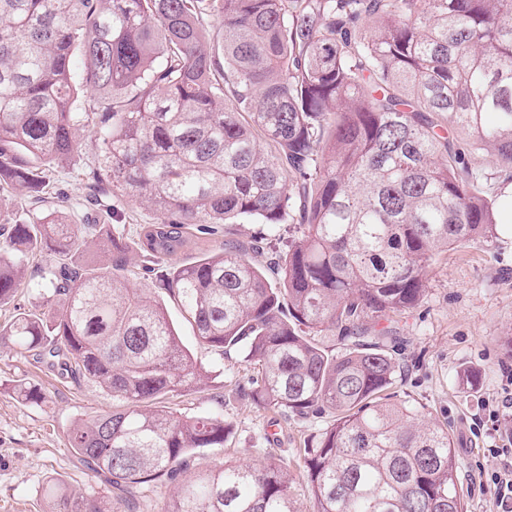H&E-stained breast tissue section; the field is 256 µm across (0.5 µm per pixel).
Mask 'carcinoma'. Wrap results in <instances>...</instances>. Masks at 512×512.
Returning <instances> with one entry per match:
<instances>
[{
    "label": "carcinoma",
    "instance_id": "carcinoma-1",
    "mask_svg": "<svg viewBox=\"0 0 512 512\" xmlns=\"http://www.w3.org/2000/svg\"><path fill=\"white\" fill-rule=\"evenodd\" d=\"M87 137L101 154L86 176L155 222L130 236L35 209L1 224L0 304L33 287L56 311L14 314L0 343L112 396L69 428L89 470L129 495L174 485L164 512H294L285 459L189 471L229 442L223 415L143 408L210 372L167 295L199 343L258 369L241 389L258 407L332 416L300 452L316 512H464L448 431L383 400L396 365L365 334L419 305L439 254L497 234L512 0H0V186L45 202L46 166ZM227 224L299 235L266 267L260 245L227 238L154 288L131 283L128 255L159 265ZM100 228L109 263L79 267ZM43 253L55 263L33 285ZM336 329L339 356L315 343ZM43 496L51 512H112L57 479Z\"/></svg>",
    "mask_w": 512,
    "mask_h": 512
}]
</instances>
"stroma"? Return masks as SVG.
Segmentation results:
<instances>
[{"mask_svg":"<svg viewBox=\"0 0 512 512\" xmlns=\"http://www.w3.org/2000/svg\"><path fill=\"white\" fill-rule=\"evenodd\" d=\"M98 154L97 144L88 139L78 156L53 166L49 194L55 208L81 218L89 195L84 173ZM166 307L185 345L215 370L196 388L168 396L165 406L187 416L220 411L234 427L227 447L201 450L193 468L227 461L258 467L276 453L294 463L291 491L298 512H314L296 451L326 428L328 417L287 419L235 394V386L256 378V369L239 355L225 358L199 347L181 305L170 299ZM371 333L400 367L389 389L393 401L424 407L447 427L467 512H493L479 475L498 467L493 451L502 445L488 415L512 372V355L502 345L512 336V239L497 237L441 254L428 272L419 306L373 324ZM466 370L477 376L470 389L460 379ZM22 383L41 388L45 402L21 401L16 388ZM111 409V397L92 383L58 373L34 353L0 344V512H48L41 490L52 479L112 499L111 486L78 460L67 437L74 421Z\"/></svg>","mask_w":512,"mask_h":512,"instance_id":"obj_1","label":"stroma"}]
</instances>
